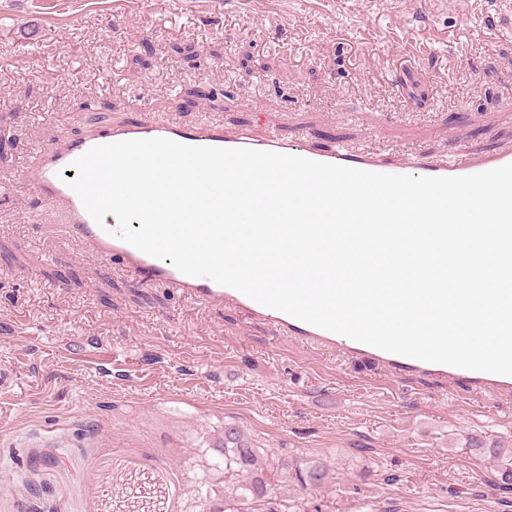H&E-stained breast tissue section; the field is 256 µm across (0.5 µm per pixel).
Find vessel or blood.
I'll return each mask as SVG.
<instances>
[{
	"label": "vessel or blood",
	"mask_w": 512,
	"mask_h": 512,
	"mask_svg": "<svg viewBox=\"0 0 512 512\" xmlns=\"http://www.w3.org/2000/svg\"><path fill=\"white\" fill-rule=\"evenodd\" d=\"M167 138L189 146H208L226 149L249 148L293 154L314 161L341 164L365 171L428 177L465 176L512 164V152L482 158L464 156L451 165L435 164L424 158H414L409 165L394 166L368 153L344 148L320 149L302 139H288L272 133L263 139L246 134H229L223 123L186 125L177 120L153 121L140 119L118 125H103L91 129L78 139L61 138L41 148L34 161V194L63 213L64 233L83 245L87 254L118 260L138 284L162 282L192 301L205 306H233L250 317L267 318L276 332L329 350L342 348L350 356H367L391 370L411 369L434 375L449 386L465 385L470 391L491 398L512 396V376L470 371L445 364L429 363L386 352L357 341L340 346L333 332L312 326L285 313L269 309L239 291L219 285L206 277H191L181 273L170 261L147 255L114 236L116 224L105 220L97 224L86 211L78 195L64 180L71 173L73 162L92 147L124 140Z\"/></svg>",
	"instance_id": "obj_1"
}]
</instances>
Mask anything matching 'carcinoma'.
<instances>
[{"instance_id": "1", "label": "carcinoma", "mask_w": 512, "mask_h": 512, "mask_svg": "<svg viewBox=\"0 0 512 512\" xmlns=\"http://www.w3.org/2000/svg\"><path fill=\"white\" fill-rule=\"evenodd\" d=\"M467 448L477 454L499 455L495 445L477 436L468 437ZM224 477H233L235 482L220 512H259L258 503L272 490L259 449L234 426L224 428Z\"/></svg>"}]
</instances>
